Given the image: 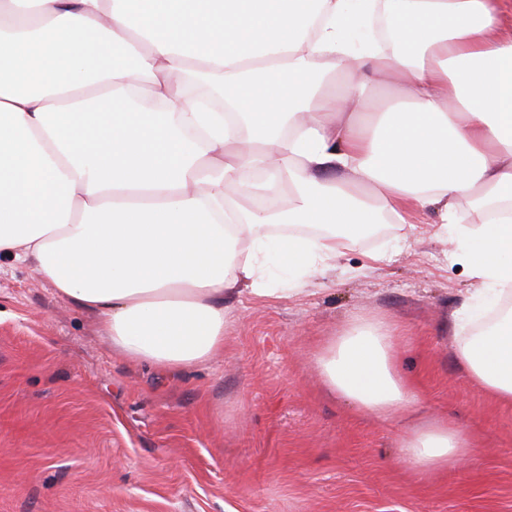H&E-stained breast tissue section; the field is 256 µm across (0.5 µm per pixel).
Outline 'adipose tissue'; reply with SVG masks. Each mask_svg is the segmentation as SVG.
<instances>
[{"label": "adipose tissue", "instance_id": "ef3b65f1", "mask_svg": "<svg viewBox=\"0 0 512 512\" xmlns=\"http://www.w3.org/2000/svg\"><path fill=\"white\" fill-rule=\"evenodd\" d=\"M374 2L0 0V259L171 377L223 351L225 297L271 295L269 259L304 282L384 217L430 210L475 283L454 355L512 404V313L472 326L475 302L512 292V0H385L390 50L354 48ZM371 73L403 77L402 100L377 105ZM188 75L232 120L185 99ZM254 171L288 179L287 211L239 207ZM284 222L315 233L268 235ZM394 340L362 321L312 361L360 412L408 418L402 457L429 474L473 438L417 419Z\"/></svg>", "mask_w": 512, "mask_h": 512}]
</instances>
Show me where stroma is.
I'll list each match as a JSON object with an SVG mask.
<instances>
[{
    "instance_id": "1",
    "label": "stroma",
    "mask_w": 512,
    "mask_h": 512,
    "mask_svg": "<svg viewBox=\"0 0 512 512\" xmlns=\"http://www.w3.org/2000/svg\"><path fill=\"white\" fill-rule=\"evenodd\" d=\"M387 259L367 266L366 254ZM432 214L387 221L296 293L225 298L224 350L163 381L113 350L90 312L35 267L0 262V512H512V406L457 362L471 295ZM381 319L421 411L478 435L423 477L404 423L332 397L311 362L327 336Z\"/></svg>"
}]
</instances>
